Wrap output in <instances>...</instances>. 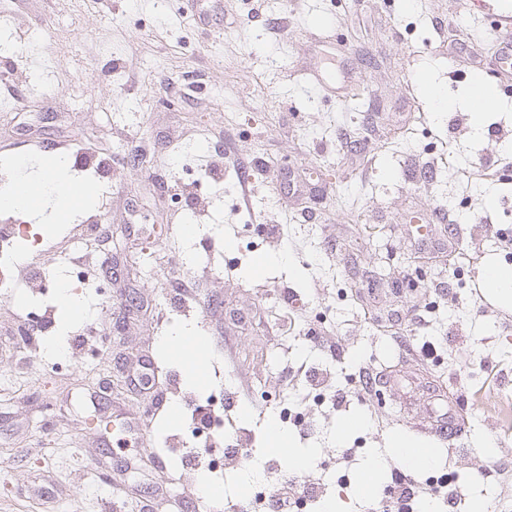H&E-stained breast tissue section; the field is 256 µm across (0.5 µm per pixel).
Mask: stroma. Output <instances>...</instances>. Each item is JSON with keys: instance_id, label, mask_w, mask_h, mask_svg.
Returning a JSON list of instances; mask_svg holds the SVG:
<instances>
[{"instance_id": "1", "label": "stroma", "mask_w": 512, "mask_h": 512, "mask_svg": "<svg viewBox=\"0 0 512 512\" xmlns=\"http://www.w3.org/2000/svg\"><path fill=\"white\" fill-rule=\"evenodd\" d=\"M217 7L204 25L186 0L159 11L152 0H0L1 38L39 36L23 53H0V176L20 160L40 174L50 154H65L89 194L88 207L61 223L44 204L42 244L12 268L16 289L0 291V512H42L34 497L47 484L50 512H99L115 485L153 486L122 471L134 457L159 459L172 476L152 512H198L189 416L229 375L230 415L253 461L228 459L213 474L224 497L272 483L265 424L285 401L308 408L307 436L284 429L313 450L304 474L343 512H370L366 464L377 461L390 482L398 438L437 451L415 473L421 487L444 480L461 490L434 497L437 512H469L477 500L486 512H512V469L498 468L512 462V433L486 409L512 395V307L480 286L487 261L512 270V79L490 58L488 22L466 0H264L245 22L242 0ZM442 24L464 35L463 49L442 42ZM316 68L334 74L335 93L312 82ZM423 73L443 107L422 94ZM474 74L509 106L479 127L464 103ZM221 155L235 172L200 190L184 179L183 166L200 170ZM490 160L500 167L493 176L484 173ZM288 172L305 193H284ZM93 224L107 233L89 247ZM261 224L283 231L268 237ZM282 252L290 268L263 267ZM34 263L61 286L82 272L80 317L35 291L26 275ZM185 285L211 298V310L173 303V288ZM285 291L303 305L281 336L272 327ZM23 302L44 314L43 333L25 346L8 338ZM366 305L382 316L417 313L407 334L414 346L433 344L432 360L399 356L396 335L363 319ZM229 309L250 324L236 328ZM190 325L208 343L199 387L164 348ZM311 328L334 350L312 343ZM90 331L99 348L78 346ZM143 354L167 375L165 405L180 416L161 412L133 431L127 419L151 408L149 397L129 396L118 415L90 395L99 382H120L117 357ZM309 364L326 370L330 390L348 391V407L308 406L293 372ZM363 367L394 370L397 380L361 392ZM451 408L456 434L419 432ZM356 417L361 425L347 429Z\"/></svg>"}]
</instances>
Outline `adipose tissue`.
<instances>
[{"label": "adipose tissue", "instance_id": "1", "mask_svg": "<svg viewBox=\"0 0 512 512\" xmlns=\"http://www.w3.org/2000/svg\"><path fill=\"white\" fill-rule=\"evenodd\" d=\"M25 187H33L38 191L39 202L54 199L56 215L67 214L76 203L85 201L87 197L84 186L69 176V162L65 158H56L48 174L33 178L26 174L16 175L10 183L0 187V208L16 212L31 211L32 205L22 195Z\"/></svg>", "mask_w": 512, "mask_h": 512}]
</instances>
